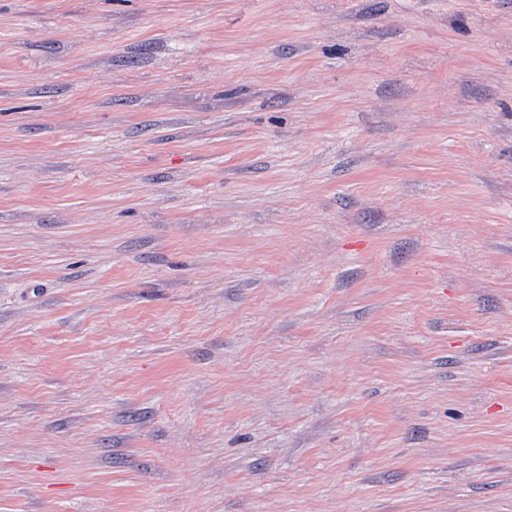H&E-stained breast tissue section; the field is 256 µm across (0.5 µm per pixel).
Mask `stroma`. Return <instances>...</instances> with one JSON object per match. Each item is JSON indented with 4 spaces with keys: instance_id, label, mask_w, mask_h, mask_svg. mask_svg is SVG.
<instances>
[{
    "instance_id": "obj_1",
    "label": "stroma",
    "mask_w": 512,
    "mask_h": 512,
    "mask_svg": "<svg viewBox=\"0 0 512 512\" xmlns=\"http://www.w3.org/2000/svg\"><path fill=\"white\" fill-rule=\"evenodd\" d=\"M0 512H512V0H0Z\"/></svg>"
}]
</instances>
